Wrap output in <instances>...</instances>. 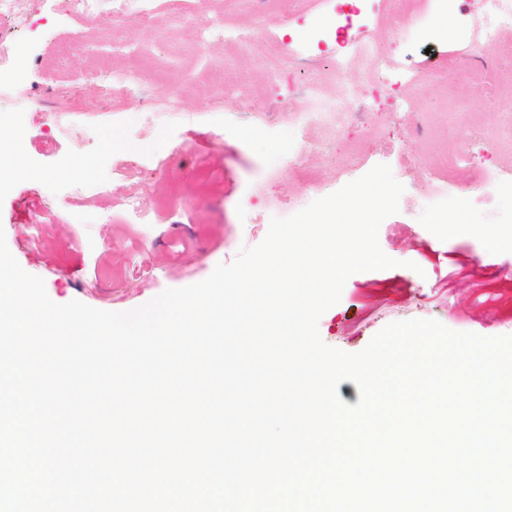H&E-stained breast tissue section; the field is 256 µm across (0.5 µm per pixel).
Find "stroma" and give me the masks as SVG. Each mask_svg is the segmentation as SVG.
Returning a JSON list of instances; mask_svg holds the SVG:
<instances>
[{"label": "stroma", "instance_id": "stroma-1", "mask_svg": "<svg viewBox=\"0 0 512 512\" xmlns=\"http://www.w3.org/2000/svg\"><path fill=\"white\" fill-rule=\"evenodd\" d=\"M203 7L250 40L215 39L201 50L195 28L169 29L172 9ZM476 10V0H428L422 27L406 39L389 14L361 18L352 36L378 37L409 83L375 91L366 111L326 142L319 127L296 124L303 82L316 76L333 94L340 81L361 85L370 74L366 65L341 80L326 71L336 28L331 0H298L288 22L259 0H155L151 22L130 29L128 52L110 49L102 18L73 15L66 0H27L11 29L25 50V91L0 87V141L18 140L36 177L0 190L9 251L44 280L55 303L128 311L205 280L241 247L262 242L265 231L250 228L253 210L271 202L303 209L386 164L405 187L398 213L378 233L396 265L348 278L319 320L322 340L356 353L387 324L409 319L512 335V240L503 235L512 194L474 189L487 170L512 178V131L489 109L498 84L512 80V32L498 46L469 51ZM450 57L455 67H447ZM96 69L136 73L145 90L165 75L179 86L178 106L151 115L133 92L102 99L86 76ZM213 78L231 95L201 101L196 84ZM470 126L485 137L468 135ZM301 131L315 144L304 157L307 183L274 149ZM452 139L467 163L447 179L437 162ZM78 158L91 162L90 173L71 174ZM117 165L125 175L113 176ZM149 179L174 186L175 209L143 193ZM433 192L440 206L426 205ZM132 200L152 213L151 223L130 216Z\"/></svg>", "mask_w": 512, "mask_h": 512}]
</instances>
